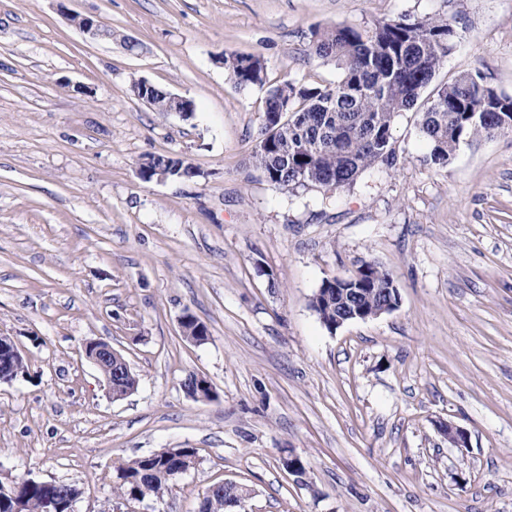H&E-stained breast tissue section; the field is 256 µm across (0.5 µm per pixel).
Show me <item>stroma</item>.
Masks as SVG:
<instances>
[{"instance_id":"35a3bbf8","label":"stroma","mask_w":512,"mask_h":512,"mask_svg":"<svg viewBox=\"0 0 512 512\" xmlns=\"http://www.w3.org/2000/svg\"><path fill=\"white\" fill-rule=\"evenodd\" d=\"M428 15L457 31L439 79L478 71L512 96V0H0V336L29 370L0 384V479L76 485L73 512H199L223 481L248 512H512V135L429 167L403 113L395 165L319 205L250 163L266 91L219 63L333 82L314 30ZM139 78L194 118L138 101ZM159 153L198 176L142 181ZM361 260L390 271L399 306L328 330L311 298ZM187 311L204 344L184 338ZM90 340L123 355L132 395L112 399ZM191 374L215 398L192 399ZM165 448L195 449L194 468L163 501L118 500L115 465ZM70 21L79 30L80 33L93 40L111 39L112 30L107 28L100 20L81 15L70 16ZM228 79L240 89L263 87L267 84V70L261 57L253 54L226 53L219 59Z\"/></svg>"}]
</instances>
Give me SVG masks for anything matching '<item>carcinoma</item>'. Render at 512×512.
Listing matches in <instances>:
<instances>
[{"mask_svg":"<svg viewBox=\"0 0 512 512\" xmlns=\"http://www.w3.org/2000/svg\"><path fill=\"white\" fill-rule=\"evenodd\" d=\"M457 32L448 18L380 20L367 29L329 27L314 32L311 52L333 63L340 76L332 84L284 81L269 87L259 136L251 150L252 164L275 187L292 194L320 189L335 191L352 185L377 164L395 161L392 130L404 112L418 114V131L429 145L426 162L443 167L460 145L474 139L512 134V96L485 85L478 74L462 73L432 86L448 57ZM228 79L240 89L267 84L261 57L226 53L218 59ZM147 168L166 165L172 176L186 179L185 161L165 154L146 156ZM359 297L377 310L397 287L391 273L374 261H363L338 286L313 295L311 307L327 329L339 314L336 288ZM185 338L194 344L208 340L207 325L185 312ZM27 375V365L0 359V381L11 383ZM121 397L138 387L136 374L126 369L113 377ZM196 464L193 448L163 449L122 462L116 468L113 493L120 499L162 500L174 482ZM79 489L69 483H46L25 477L0 482V512H69ZM249 496L237 484L219 482L205 492L200 512H227L229 494Z\"/></svg>","mask_w":512,"mask_h":512,"instance_id":"obj_1","label":"carcinoma"}]
</instances>
